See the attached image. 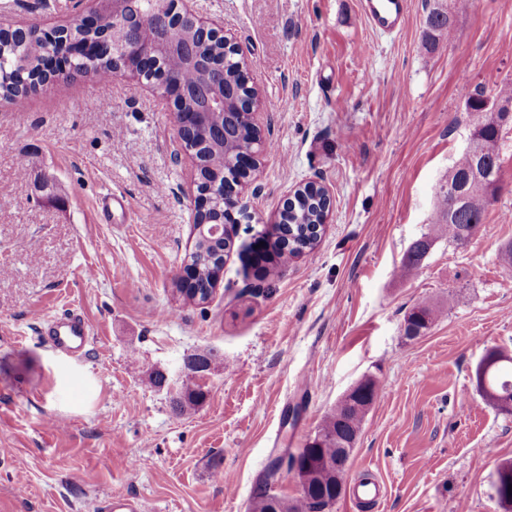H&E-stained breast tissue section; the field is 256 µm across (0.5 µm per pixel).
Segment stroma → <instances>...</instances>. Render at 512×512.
<instances>
[{
    "label": "stroma",
    "mask_w": 512,
    "mask_h": 512,
    "mask_svg": "<svg viewBox=\"0 0 512 512\" xmlns=\"http://www.w3.org/2000/svg\"><path fill=\"white\" fill-rule=\"evenodd\" d=\"M250 62L269 126L253 216L202 305L174 279L195 244V162H174L172 107L112 81L108 106L79 75L0 99V512H97L108 494L150 512H249L261 471L311 440L363 377L368 409L347 479L390 488L374 512H502L492 481L512 462V414L481 396L486 349L512 354V122L501 188L463 248L431 218L436 192L479 122L474 90L512 86V0H469L429 49L426 0L375 32L359 0H199ZM71 0H0V16L51 28ZM316 180L333 213L318 246L257 278L244 250L290 189ZM125 213L97 221L107 192ZM420 265L402 261L421 236ZM445 313L404 334L419 301ZM80 308L85 358L53 350L40 318ZM212 352L205 402L180 415L184 362ZM166 372L164 387L150 374Z\"/></svg>",
    "instance_id": "obj_1"
}]
</instances>
